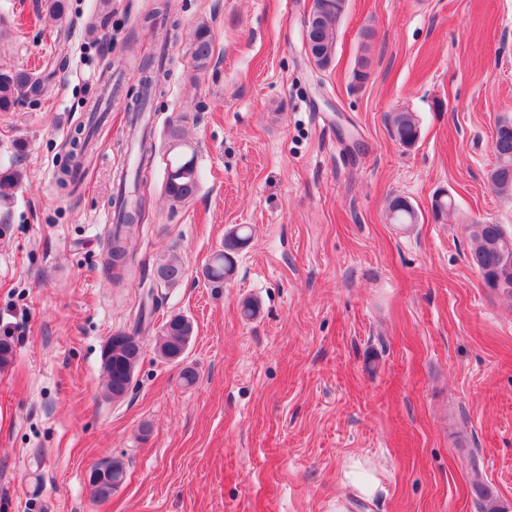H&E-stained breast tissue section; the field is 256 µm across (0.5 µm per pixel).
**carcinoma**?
Here are the masks:
<instances>
[{"label": "carcinoma", "instance_id": "carcinoma-1", "mask_svg": "<svg viewBox=\"0 0 512 512\" xmlns=\"http://www.w3.org/2000/svg\"><path fill=\"white\" fill-rule=\"evenodd\" d=\"M346 10V0H314L312 13L315 24L310 33L311 51L317 66H329L335 56L336 30ZM214 42L210 26L202 22L194 31L191 40V60L197 70L206 69L213 57ZM167 78L165 53L149 60L142 67L141 92L128 107L133 138L137 146L138 165L133 173H122L118 178L115 210L116 223L112 228L108 269L112 279L118 283L129 259V244L137 236L150 202L142 191L145 173L154 161L155 147L149 131L147 112L151 111L154 97ZM45 78L26 70L0 71V112H8L25 102L40 96ZM492 152L499 163L489 173L493 190L503 196L512 197V121L504 119L495 127ZM392 139L404 148L412 147L419 137L418 120L408 109L399 110L391 116ZM70 164L63 170L64 177L73 182L83 165L86 141L73 142ZM201 173L196 162V152L187 140L184 129L173 124L167 131L164 191L174 203H183L195 195L199 188ZM23 181V170L17 165L0 168V204L14 199L16 189ZM387 218L393 224L409 226L418 223V212L407 204L405 198H393L388 207ZM250 235L243 225L233 228L224 238L222 248L210 257L205 268L209 281L222 284L233 275V254L249 240ZM472 249L471 264L477 266L485 284L512 295V233L500 224L470 225ZM185 261L178 253H170L159 260L156 266L157 281L167 288L178 285L185 275ZM143 322H138L132 332H120L113 338V346L102 350V370L105 375L106 392L112 398H121L129 390L125 385L129 364L140 363L144 351L141 337ZM193 335L191 321L183 315L171 316L160 328L155 347L162 358L179 363L185 357L186 341ZM470 481L478 494V512H499L497 499L487 485L482 469L475 461H469ZM124 462L112 459L105 461V468L93 467L89 474L93 497L104 502L125 480Z\"/></svg>", "mask_w": 512, "mask_h": 512}]
</instances>
